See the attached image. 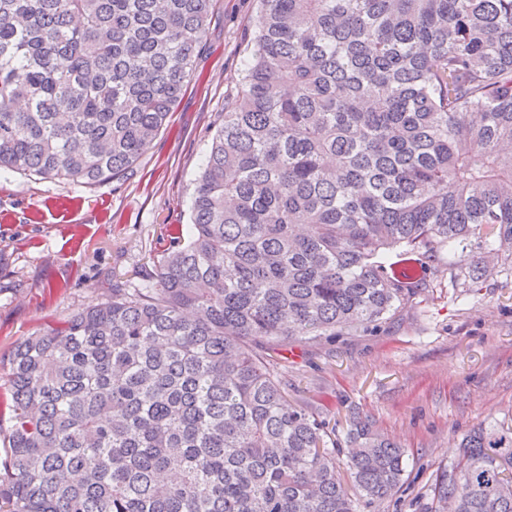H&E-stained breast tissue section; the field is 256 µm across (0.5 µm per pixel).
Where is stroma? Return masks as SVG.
I'll list each match as a JSON object with an SVG mask.
<instances>
[{"instance_id":"stroma-1","label":"stroma","mask_w":512,"mask_h":512,"mask_svg":"<svg viewBox=\"0 0 512 512\" xmlns=\"http://www.w3.org/2000/svg\"><path fill=\"white\" fill-rule=\"evenodd\" d=\"M257 0H218L195 76L169 124L134 166L95 186L0 171V359L35 332L98 303L105 288L145 283L174 238L191 233L193 182L244 67L242 33ZM277 371L288 402L346 448L353 421L408 455L400 491L380 512H420L462 436L512 421V276L466 293L447 267L412 307L351 335L300 337Z\"/></svg>"}]
</instances>
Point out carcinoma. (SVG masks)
Listing matches in <instances>:
<instances>
[{"mask_svg":"<svg viewBox=\"0 0 512 512\" xmlns=\"http://www.w3.org/2000/svg\"><path fill=\"white\" fill-rule=\"evenodd\" d=\"M258 2L188 241L0 365V512H363L402 487L365 423L337 462L276 356L392 319L447 248L479 250L448 263L470 292L512 263V0ZM215 7L0 0V170L130 169ZM422 512H512V425L467 433Z\"/></svg>","mask_w":512,"mask_h":512,"instance_id":"cac0c4a2","label":"carcinoma"}]
</instances>
